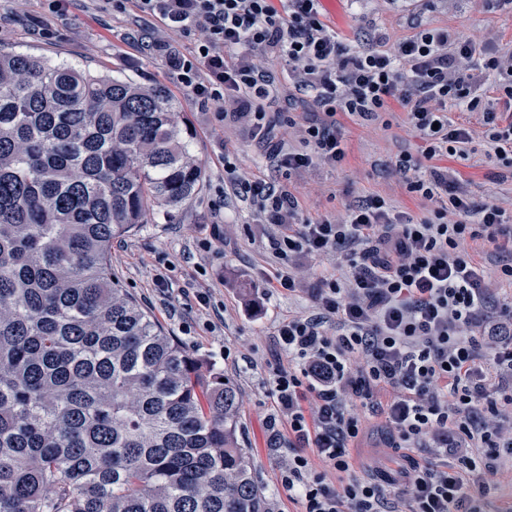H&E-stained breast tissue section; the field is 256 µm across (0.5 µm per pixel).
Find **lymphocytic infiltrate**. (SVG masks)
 Returning <instances> with one entry per match:
<instances>
[{"label":"lymphocytic infiltrate","instance_id":"f902f5d3","mask_svg":"<svg viewBox=\"0 0 512 512\" xmlns=\"http://www.w3.org/2000/svg\"><path fill=\"white\" fill-rule=\"evenodd\" d=\"M134 2L164 35L147 41L179 86L219 118L247 120L279 171L299 173L341 163L339 115L380 123L399 107L422 145L401 154L397 169L410 193L429 201L428 215L394 211L383 197L347 206L343 218H305L296 197L276 182L242 176L225 161L227 185L258 221L281 233L269 247L280 266L273 290L296 291L298 259L345 248V280L321 279L316 311L275 328L283 361L268 370L270 425L288 429L292 455L281 483L303 512H480L485 477L512 457V436L491 423L499 404L512 406V299L484 332V269L457 254L461 241H487L512 252V211L476 206L444 167L467 159L471 129L449 121L450 109L483 115L489 156L512 165V119L498 116L492 96L512 98V50L488 56L474 39L417 25L412 36L357 51L323 19L320 0H110ZM195 48L180 53L173 37ZM286 63L296 94L312 98L321 118L297 125L268 112L281 90L270 59ZM394 388L396 396L377 402ZM379 411L401 452L393 472L353 470L350 449L362 432L356 406ZM322 469H314L313 460ZM347 480L336 484L333 474ZM405 486L407 496L392 494Z\"/></svg>","mask_w":512,"mask_h":512}]
</instances>
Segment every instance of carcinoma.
<instances>
[{
    "instance_id": "cac0c4a2",
    "label": "carcinoma",
    "mask_w": 512,
    "mask_h": 512,
    "mask_svg": "<svg viewBox=\"0 0 512 512\" xmlns=\"http://www.w3.org/2000/svg\"><path fill=\"white\" fill-rule=\"evenodd\" d=\"M162 86L0 49V512H268L239 394L112 279L198 191Z\"/></svg>"
}]
</instances>
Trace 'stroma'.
Returning a JSON list of instances; mask_svg holds the SVG:
<instances>
[{
    "instance_id": "obj_1",
    "label": "stroma",
    "mask_w": 512,
    "mask_h": 512,
    "mask_svg": "<svg viewBox=\"0 0 512 512\" xmlns=\"http://www.w3.org/2000/svg\"><path fill=\"white\" fill-rule=\"evenodd\" d=\"M321 5L326 21L361 50L375 46L382 36L393 42L410 36L417 22L463 35L486 31L490 54L512 46V6L499 0H321ZM152 30L151 20L135 8L110 11L104 0H71L62 15L45 9L43 0H0L1 48L67 60L170 92L203 182L173 213H156L149 223L114 239L112 271L165 335L237 387L239 443L251 459L270 512H302L300 499L280 481L288 445H269L266 420L273 407L266 394V364L279 354L274 325L313 312L312 288L322 278L344 275L342 256L330 252L301 259L299 291H266V279L276 266L268 239L279 228L255 223L238 199L225 195L224 161L232 159L248 176L271 178L275 171L244 121H219L215 112L186 95L161 57L143 48L140 38ZM388 119L384 130L341 116L344 160L284 179L305 216L333 217L346 204L377 195L397 211L419 216L429 209V202L408 192L395 167L398 155L416 152L421 141L401 110ZM447 165L457 171L475 203L512 205V169L488 157L482 139L469 144L467 159L451 158ZM201 292L209 296V306L200 305ZM365 421L366 431L352 450L354 470L392 468L398 456L388 446L384 416L370 413Z\"/></svg>"
}]
</instances>
